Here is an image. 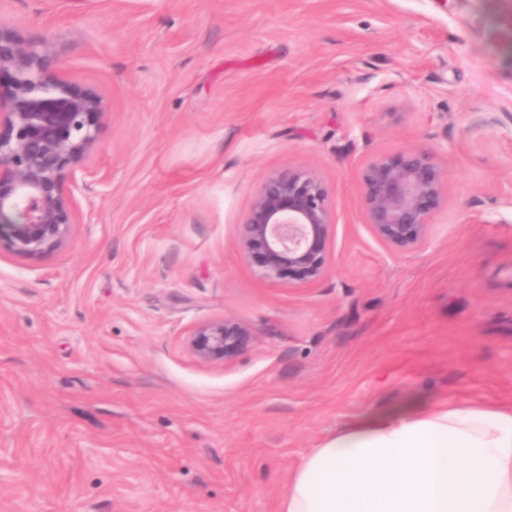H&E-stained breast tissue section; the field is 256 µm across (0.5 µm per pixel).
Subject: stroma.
<instances>
[{
    "label": "stroma",
    "mask_w": 512,
    "mask_h": 512,
    "mask_svg": "<svg viewBox=\"0 0 512 512\" xmlns=\"http://www.w3.org/2000/svg\"><path fill=\"white\" fill-rule=\"evenodd\" d=\"M106 112L68 243L0 258V512H279L353 416L512 406V0H0ZM432 147L426 242L364 222L359 172ZM328 188V273L261 278L262 181ZM254 346L198 363L197 324ZM188 336L189 351L201 364H227L255 343L247 324L226 317L199 323Z\"/></svg>",
    "instance_id": "35a3bbf8"
}]
</instances>
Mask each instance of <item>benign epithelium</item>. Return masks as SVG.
<instances>
[{"instance_id": "7a95c632", "label": "benign epithelium", "mask_w": 512, "mask_h": 512, "mask_svg": "<svg viewBox=\"0 0 512 512\" xmlns=\"http://www.w3.org/2000/svg\"><path fill=\"white\" fill-rule=\"evenodd\" d=\"M47 53L0 27V255L33 258L62 247L72 232L66 179L83 167L105 112L102 97L63 75L45 74ZM365 223L393 250L419 247L445 202L448 170L436 151L407 147L372 158L360 171ZM333 220L323 183L290 167L258 188L237 239L245 257L270 281L300 286L328 270ZM255 343L238 320L205 321L189 334L201 364L234 361Z\"/></svg>"}]
</instances>
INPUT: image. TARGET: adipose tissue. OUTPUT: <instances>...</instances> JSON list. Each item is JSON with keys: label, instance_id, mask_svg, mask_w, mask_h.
<instances>
[{"label": "adipose tissue", "instance_id": "obj_1", "mask_svg": "<svg viewBox=\"0 0 512 512\" xmlns=\"http://www.w3.org/2000/svg\"><path fill=\"white\" fill-rule=\"evenodd\" d=\"M281 512H512V407L356 415L303 457Z\"/></svg>", "mask_w": 512, "mask_h": 512}]
</instances>
